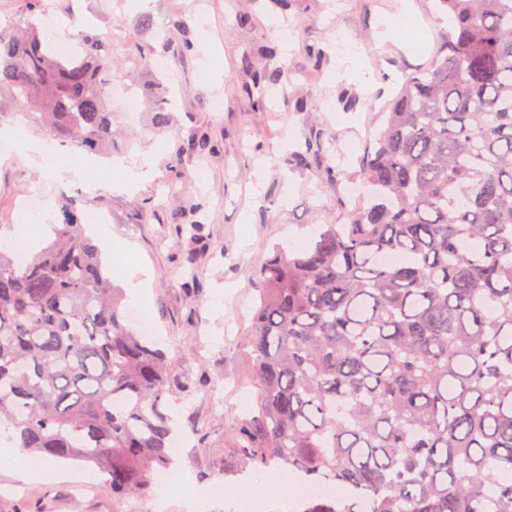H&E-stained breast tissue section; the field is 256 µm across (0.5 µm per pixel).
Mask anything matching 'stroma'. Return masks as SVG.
I'll return each instance as SVG.
<instances>
[{"instance_id":"obj_1","label":"stroma","mask_w":512,"mask_h":512,"mask_svg":"<svg viewBox=\"0 0 512 512\" xmlns=\"http://www.w3.org/2000/svg\"><path fill=\"white\" fill-rule=\"evenodd\" d=\"M52 24L69 35L92 31L112 49V84L142 100L135 115L112 109V154L98 156L78 144L63 145L48 131L29 127L25 142L69 147L91 174L55 179L44 157L14 150L0 160V240L11 243L24 223H57L59 200L83 201L85 210L111 218L98 238L103 253L116 252L128 269L147 267L152 279L140 310L150 311L154 338L166 351L185 392L169 403L190 436L176 464L187 484L157 485L123 501L112 496L93 465L65 461L62 479H23L0 467V512H289L282 488L261 493L262 508L236 507L232 496L243 475L262 483L266 472L246 467L237 431L258 414V387L246 338L258 303L257 268L279 246L301 248L318 225L343 224L354 199L347 193L375 114L406 75L426 64L447 21L436 0H413L424 28L419 45L401 33L380 41L384 22H397L399 0H45ZM192 42L181 52L183 42ZM355 44L358 63L336 75L343 43ZM165 60L166 70L155 63ZM278 67L279 85L257 91L256 70ZM171 77L178 94L172 121L158 129L152 114L162 100H145L147 85ZM223 107L214 110V98ZM214 145L204 156H179L195 131ZM119 157L130 168L150 161L152 175L116 190ZM206 179L193 181L197 169ZM41 199L38 211L20 208ZM203 206L204 230L192 241L179 235L190 204ZM194 251L193 268L182 259Z\"/></svg>"}]
</instances>
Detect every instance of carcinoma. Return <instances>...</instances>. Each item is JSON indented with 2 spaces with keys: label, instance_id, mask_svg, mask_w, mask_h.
Masks as SVG:
<instances>
[{
  "label": "carcinoma",
  "instance_id": "1",
  "mask_svg": "<svg viewBox=\"0 0 512 512\" xmlns=\"http://www.w3.org/2000/svg\"><path fill=\"white\" fill-rule=\"evenodd\" d=\"M437 2L452 26L379 112L347 223L260 263L240 450L348 492L294 512H512V0ZM43 12L0 27V94L104 150L111 49L84 33L58 56ZM79 205L24 260L0 247V424L136 495L174 463L166 400L186 387L126 321Z\"/></svg>",
  "mask_w": 512,
  "mask_h": 512
}]
</instances>
